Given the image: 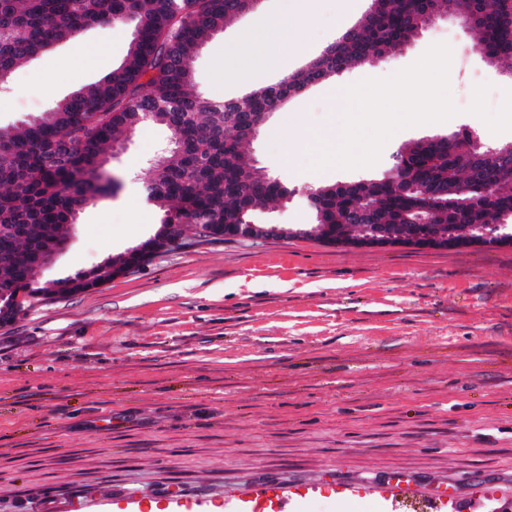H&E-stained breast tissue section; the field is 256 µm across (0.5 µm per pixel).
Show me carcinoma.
Here are the masks:
<instances>
[{"label": "carcinoma", "mask_w": 512, "mask_h": 512, "mask_svg": "<svg viewBox=\"0 0 512 512\" xmlns=\"http://www.w3.org/2000/svg\"><path fill=\"white\" fill-rule=\"evenodd\" d=\"M427 7L448 9V0ZM420 0H372L361 28L279 83L199 110L191 62L220 27L239 16L241 0H0V75L61 42H74L98 24L133 26L123 64L18 125L0 126V226L18 236L0 248V289L47 290L30 251L67 238L76 213L106 194L112 145L127 140L136 119L149 115L178 141L152 165L149 201L162 223L211 225L223 239L232 225L297 189L260 175L246 151L251 124L272 115L307 88L368 58L390 57L412 44L424 27ZM489 67L512 76V0H484L470 27ZM311 225L387 224L401 233L411 224H445L463 232L473 224L512 226V142L476 150L462 130L430 141L404 143L377 178L308 190ZM132 259L125 251L55 288L99 286Z\"/></svg>", "instance_id": "1"}]
</instances>
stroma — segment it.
<instances>
[{
    "mask_svg": "<svg viewBox=\"0 0 512 512\" xmlns=\"http://www.w3.org/2000/svg\"><path fill=\"white\" fill-rule=\"evenodd\" d=\"M286 0H262L216 32L192 64L194 92L230 100L278 83L337 41L323 0L285 71L262 70L241 33ZM132 39L96 26L29 60L0 92V125L34 118L112 72ZM448 43L460 109L402 129L384 147L462 129L512 142L468 114L504 77L458 20L441 17L402 52L311 86L250 145L257 167L299 189L257 224H306L312 184L380 175L312 172L341 127L333 92L409 66ZM172 138L138 126L109 164L123 187L80 213L42 280L89 272L154 234L161 211L134 201ZM446 488L440 512H496L512 500V245L354 248L313 238L234 239L162 253L134 273L36 304L0 328V512H375Z\"/></svg>",
    "mask_w": 512,
    "mask_h": 512,
    "instance_id": "35a3bbf8",
    "label": "stroma"
}]
</instances>
